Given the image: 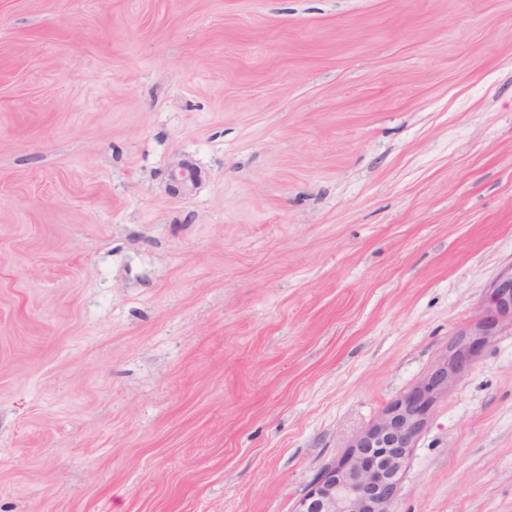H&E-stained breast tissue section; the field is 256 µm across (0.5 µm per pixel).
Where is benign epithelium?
I'll use <instances>...</instances> for the list:
<instances>
[{
  "instance_id": "benign-epithelium-1",
  "label": "benign epithelium",
  "mask_w": 512,
  "mask_h": 512,
  "mask_svg": "<svg viewBox=\"0 0 512 512\" xmlns=\"http://www.w3.org/2000/svg\"><path fill=\"white\" fill-rule=\"evenodd\" d=\"M170 179L177 189L191 192L198 174L180 163ZM507 328L512 329V263L492 279L481 315L450 343L444 361L356 434L339 459L323 467L294 512H393L411 449L431 408L473 370L490 338Z\"/></svg>"
}]
</instances>
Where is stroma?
Segmentation results:
<instances>
[{"instance_id":"stroma-1","label":"stroma","mask_w":512,"mask_h":512,"mask_svg":"<svg viewBox=\"0 0 512 512\" xmlns=\"http://www.w3.org/2000/svg\"><path fill=\"white\" fill-rule=\"evenodd\" d=\"M511 263L512 0H0V512H293ZM393 510L512 512L511 333ZM170 179L178 191L191 192L197 186L198 174L190 165L180 163L171 171Z\"/></svg>"}]
</instances>
